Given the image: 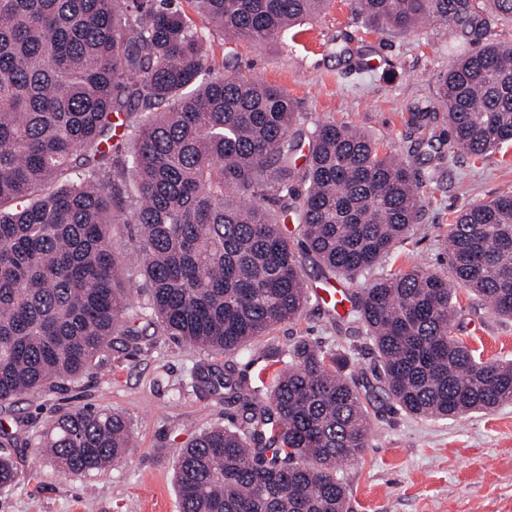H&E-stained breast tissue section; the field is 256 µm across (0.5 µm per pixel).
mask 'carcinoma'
<instances>
[{
	"mask_svg": "<svg viewBox=\"0 0 512 512\" xmlns=\"http://www.w3.org/2000/svg\"><path fill=\"white\" fill-rule=\"evenodd\" d=\"M0 0V402L77 380L111 346L164 332L227 357L196 388L224 396L239 427L180 449L181 512H347L344 468L367 448L374 401L421 418L512 403V362L454 336L456 290L512 319V193L448 225V267L415 265L354 288L415 229L419 180L402 153L232 73L202 81L207 41L272 45L329 0H191L195 15L141 0ZM406 32L430 16L482 26L472 0H356ZM448 145L471 156L512 143V47L464 53L439 80ZM124 114L123 133L112 116ZM292 213V241L268 204ZM133 224L149 311L118 278L112 225ZM299 245L348 284L350 313L379 358L375 380L306 340L264 399L230 357L297 319L310 290ZM127 418L59 413L42 448L64 474L100 472L132 447Z\"/></svg>",
	"mask_w": 512,
	"mask_h": 512,
	"instance_id": "obj_1",
	"label": "carcinoma"
}]
</instances>
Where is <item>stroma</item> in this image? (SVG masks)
<instances>
[{"mask_svg": "<svg viewBox=\"0 0 512 512\" xmlns=\"http://www.w3.org/2000/svg\"><path fill=\"white\" fill-rule=\"evenodd\" d=\"M480 7L484 24L465 39L435 17L404 33L379 30L356 10L355 0H331L320 17L275 45L206 36L207 77L232 66L239 76L286 91L306 125L346 124L381 148L409 151L422 182L420 222L378 274L416 264L441 268L442 243L460 211L512 191L510 143L484 157L458 155L448 147V125L441 120L432 146L409 150L414 113L438 111V79L458 55L489 43L512 46V19L498 16L488 0ZM337 35L364 53L371 68L337 61L331 49ZM112 242L135 307L146 306L133 225H113ZM457 297V336L483 361L512 359V319L494 315L466 291ZM303 339L328 350L353 348L355 372L376 371L361 324L333 319L315 298L298 319L277 325L233 360L263 397L285 368L289 349ZM224 360L162 332L137 341L119 336L102 363L79 380L0 403V456L17 470L15 483L0 489V512H179L174 466L180 448L210 427L234 423L223 400L194 387L200 366ZM83 407L125 414L135 436L122 462L91 477L61 473L39 446L59 410ZM370 417L368 447L343 475L348 512H512V403L461 419L415 417L395 405L371 408Z\"/></svg>", "mask_w": 512, "mask_h": 512, "instance_id": "obj_1", "label": "stroma"}]
</instances>
